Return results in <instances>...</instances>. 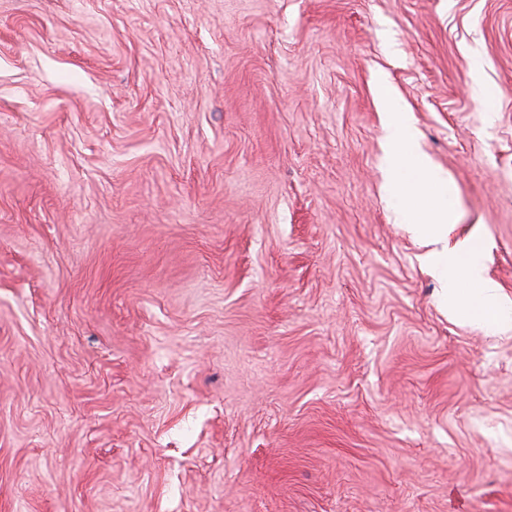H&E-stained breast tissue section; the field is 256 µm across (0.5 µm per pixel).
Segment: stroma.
Here are the masks:
<instances>
[{"label": "stroma", "instance_id": "35a3bbf8", "mask_svg": "<svg viewBox=\"0 0 512 512\" xmlns=\"http://www.w3.org/2000/svg\"><path fill=\"white\" fill-rule=\"evenodd\" d=\"M382 80L512 306V0H0V512H512Z\"/></svg>", "mask_w": 512, "mask_h": 512}]
</instances>
